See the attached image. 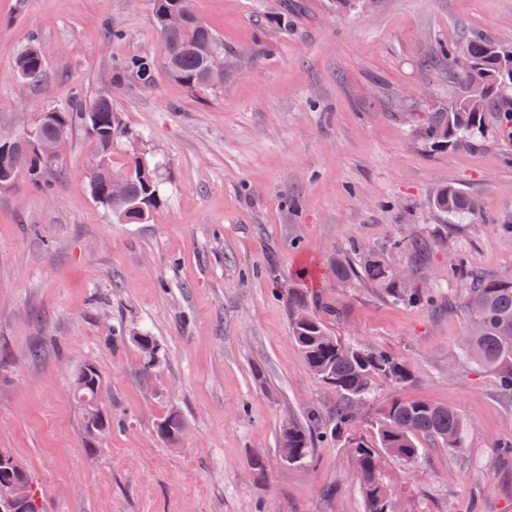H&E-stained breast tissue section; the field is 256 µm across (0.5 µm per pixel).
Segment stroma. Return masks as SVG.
Listing matches in <instances>:
<instances>
[{"label": "stroma", "mask_w": 512, "mask_h": 512, "mask_svg": "<svg viewBox=\"0 0 512 512\" xmlns=\"http://www.w3.org/2000/svg\"><path fill=\"white\" fill-rule=\"evenodd\" d=\"M224 39V84L189 92L163 64L152 0H0V131L22 128L74 97L112 99L142 132L118 147L155 156L166 202L122 224L87 183L95 147L75 129L42 193L25 178L0 189V448L29 469L43 512H364L351 449L316 443L298 467L279 450L307 408L330 416L336 393L308 370L288 295L342 304L333 335L386 349L409 365L397 390L376 382L357 435L393 401L426 400L465 420L459 451L422 440L406 463L380 456L396 512H512V395L459 357L470 324L448 265L464 251L485 275L512 273V139L492 130L432 152L410 128L453 97L438 46L481 35L512 43V0H196ZM289 16V27L280 19ZM36 41L46 67L16 72ZM157 61L152 87L120 73ZM481 202L454 221L433 200L445 187ZM443 236L425 286L439 308L399 306L374 285L339 284L311 260L351 242ZM158 362L143 375L134 337ZM93 365L112 427L87 440L73 376ZM184 421L169 445L157 425ZM263 469H253V457Z\"/></svg>", "instance_id": "1"}]
</instances>
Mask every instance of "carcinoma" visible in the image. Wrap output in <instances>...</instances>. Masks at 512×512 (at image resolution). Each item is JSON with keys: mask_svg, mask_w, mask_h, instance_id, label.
I'll list each match as a JSON object with an SVG mask.
<instances>
[{"mask_svg": "<svg viewBox=\"0 0 512 512\" xmlns=\"http://www.w3.org/2000/svg\"><path fill=\"white\" fill-rule=\"evenodd\" d=\"M188 11L194 18L180 27L171 25V16ZM155 28L164 46L165 68L175 81L192 92L212 88L207 69L214 55H224V40L213 33L196 15L194 0H153ZM437 56L454 69L458 92L448 106L430 112L419 120L414 135L432 150H454L483 135L491 113L499 119V132L512 138V85H497L499 73L512 69V47L496 44L482 36L469 38L465 47L442 46ZM18 75L27 81H37L44 71V59L39 48L31 43L17 54ZM123 71L135 76L149 87L154 82L155 60L149 53L127 58ZM85 127L97 148L95 163L89 171L88 183L93 198L107 208L112 217L125 224L146 222L164 205L158 165L146 156L133 154L120 170L112 166V150L121 142L131 143L138 134L124 125L112 109V99L98 97L87 103L77 97L67 108H51L41 114L34 126L36 136L51 141L71 136L73 128ZM56 160L35 156L26 151L20 155H0V181L11 183L24 176L37 189L47 192L45 172ZM122 176L127 182L125 200L119 205L108 203L110 178ZM442 214H473L479 209L474 198L454 187L442 189L434 200ZM389 250L408 255V279L394 276L393 266L378 253L364 250L358 242L346 252L330 257L327 266L338 282L362 279L384 290L386 296L401 305L430 301L422 288L414 287L420 270L432 253V240H395ZM448 279L469 284L463 300L473 315V323L461 342V358L477 362L494 370L504 392H512V274L503 277L479 276L463 257L448 268ZM292 302V334L309 371L336 390L333 423L322 425L315 412H308L307 425L290 424L280 434L282 455L290 465L306 466L312 462L314 442L332 439L353 449L357 460V478L365 512H394L390 491L378 476L379 451L405 462L414 463L421 456V440L429 438L449 449L463 447L466 423L451 407L424 400L396 401L376 418V437L371 442L357 439L354 428L359 415L353 407L365 403L373 385L384 380L396 386L411 382L412 373L406 361L389 351L358 342L346 343L333 336L328 322L344 317L338 304L324 302L319 297L308 298L295 293ZM102 389L97 369L87 365L73 378V391L87 395L93 405L80 417L85 434L94 437L93 430L103 424L100 407ZM184 422L171 413L157 425L158 436L175 443L183 435ZM8 460L0 465V479L9 478L28 489L14 512H41L33 492L29 470L9 450L0 449V457Z\"/></svg>", "mask_w": 512, "mask_h": 512, "instance_id": "carcinoma-1", "label": "carcinoma"}]
</instances>
